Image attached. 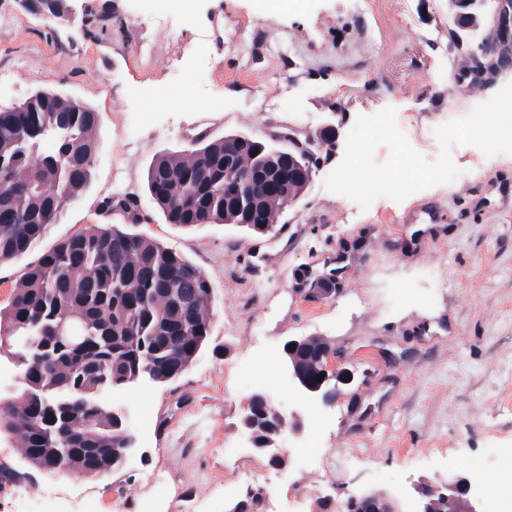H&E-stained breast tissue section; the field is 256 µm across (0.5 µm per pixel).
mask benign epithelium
<instances>
[{
	"instance_id": "benign-epithelium-1",
	"label": "benign epithelium",
	"mask_w": 512,
	"mask_h": 512,
	"mask_svg": "<svg viewBox=\"0 0 512 512\" xmlns=\"http://www.w3.org/2000/svg\"><path fill=\"white\" fill-rule=\"evenodd\" d=\"M450 12L457 27L466 34V41L474 43L484 29L486 12L484 0H452ZM496 26L501 40L512 41V0H499L495 12ZM256 150L262 158L251 168L240 166L239 155L248 150ZM312 177V166L309 163L307 150L294 142L287 148L259 140L250 134H239L227 138L224 147V223L249 226L254 233L267 235L275 232V225L268 221L264 200L268 197H279L290 207L296 199L288 196V184L304 183ZM341 284L334 278L317 281L309 289L311 296L329 299L340 291ZM284 355L288 356V373L293 383L303 392L319 396L325 402H331L336 396V384H348L352 381L351 374L346 370H338L330 365L329 347L323 343L317 347L309 344V338L298 337L289 339L283 346ZM311 360L315 373L305 372L302 362ZM323 380H318V377ZM271 409L268 437L259 443L252 432L254 415L264 409ZM241 427L251 447L255 449L273 448L270 466L281 468L287 463L286 450L280 447L284 435L299 436L304 432L305 424L298 412L285 414L273 404L271 397L262 391L250 396L240 421ZM65 447L71 449L73 455L91 474L102 476L106 469L102 459L110 453L108 448L79 447L65 438ZM448 502V512H478L473 503L470 480L463 474L453 476L441 489L427 486L421 491L420 509L418 512H432L435 498ZM343 512H396L388 495L382 491H372L361 495L350 496L342 506Z\"/></svg>"
}]
</instances>
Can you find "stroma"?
I'll use <instances>...</instances> for the list:
<instances>
[{
    "label": "stroma",
    "instance_id": "obj_1",
    "mask_svg": "<svg viewBox=\"0 0 512 512\" xmlns=\"http://www.w3.org/2000/svg\"><path fill=\"white\" fill-rule=\"evenodd\" d=\"M353 3L268 12L263 0H75V11L106 14L84 26L0 0V104L53 88L100 114L90 186L27 258L0 266V307L27 263L94 224L180 252L214 291L210 336L179 379L102 394L129 413L121 467L48 474L1 436L0 492L22 485L67 506L90 498L98 512H232L251 489L239 479L253 454L239 416L261 377H287L283 345L297 336L323 337L353 381L331 404L310 403L319 433L304 460L269 468L257 512H336L365 491L411 512L418 487L479 479L494 450L512 448V154L452 146L454 181L365 210L325 186L356 120L388 107L410 146L438 160L435 128L512 83V62L475 84L456 80L454 69L479 73L484 58L459 46L448 0ZM330 121L328 148L319 133ZM288 130L318 162L276 235L183 228L153 204L146 172L157 155ZM115 194L135 200L139 223L99 210ZM333 271L342 292L308 301L316 273Z\"/></svg>",
    "mask_w": 512,
    "mask_h": 512
}]
</instances>
